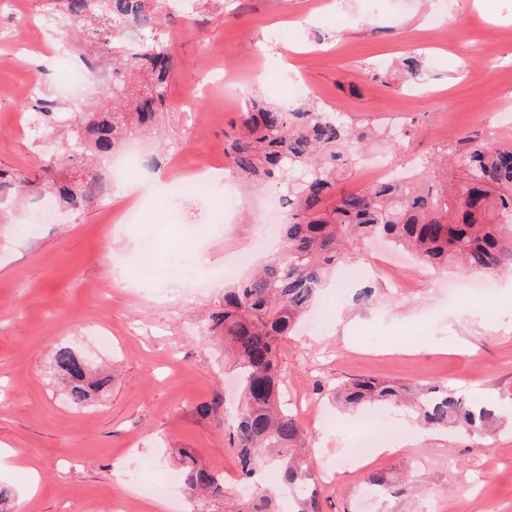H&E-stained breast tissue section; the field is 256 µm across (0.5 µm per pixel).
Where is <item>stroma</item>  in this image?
<instances>
[{
	"label": "stroma",
	"instance_id": "1",
	"mask_svg": "<svg viewBox=\"0 0 512 512\" xmlns=\"http://www.w3.org/2000/svg\"><path fill=\"white\" fill-rule=\"evenodd\" d=\"M197 11L198 22L173 27L178 68L161 160L170 182L189 178L204 156L225 180L210 183L205 201L176 224L168 221L172 193L156 190L136 224L120 219L129 200L111 195L79 214L50 210L32 235L24 227L33 207L22 203L0 231V443L16 452L0 483L14 488L18 512H224L190 500L180 482L164 497L146 496L134 475L145 464L160 475L177 471L175 458L187 450L227 485L238 476L223 424L197 412L215 394L236 397L223 345L201 329L224 283L174 294L165 284L176 260L196 278L242 252L260 263L277 247L264 238L263 218L280 187L243 185L224 151L252 94L280 103L284 85L300 79L353 127L408 129L401 147L376 146L354 163L340 192L372 184L385 163L414 175L434 154H456L465 135L512 147V123L496 119L512 109V40L500 36L512 28V0H224L223 13ZM42 14L43 0H0V167L19 175L57 158L60 133L89 100L111 92L81 73L90 44L54 54L56 35ZM20 25L45 50L42 92L58 102L49 129L18 124L32 114L21 94L29 60L6 39ZM279 27L291 28L289 44L273 41ZM409 56L426 66L422 88L395 77ZM268 58L279 81L256 74ZM201 224L213 225L208 237L198 235ZM147 238L162 248L149 263L139 258ZM357 264L362 278L333 273L314 302L324 329L301 323L279 349L290 407L309 435V465L318 477L335 472L317 487L323 512H512V272L440 273L381 243L363 246ZM123 277L139 288H121ZM364 288L373 297L357 302ZM100 331L109 342L97 339ZM62 345L114 373L81 408L51 368ZM362 376L450 386L493 406L496 430H435L391 407L387 419L415 440L362 468L345 456L362 414L336 409L328 392ZM372 470L388 477L389 492L370 493Z\"/></svg>",
	"mask_w": 512,
	"mask_h": 512
}]
</instances>
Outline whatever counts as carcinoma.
<instances>
[{
	"label": "carcinoma",
	"instance_id": "1",
	"mask_svg": "<svg viewBox=\"0 0 512 512\" xmlns=\"http://www.w3.org/2000/svg\"><path fill=\"white\" fill-rule=\"evenodd\" d=\"M46 11L65 35L98 45V59L110 74L112 94L80 114L72 138L79 153L55 159L34 177L0 171V192L24 200L48 199L74 213L104 200L112 182L100 161L130 139L157 134L168 121L167 88L177 62L165 38L171 15L166 0H47ZM423 62L404 60L402 83L422 76ZM382 132L344 123L335 112L306 101L288 108L257 96L234 127L227 153L249 186L277 183L284 213L283 245L261 272L229 282L210 313L206 332L232 352L241 398L225 429L240 478L256 483L273 468L298 512H321L318 491L301 455L305 430L282 398L279 345L294 328L324 277L336 268L339 247L383 238L439 269L459 263L470 271L512 269V148L489 149L465 136L460 155L466 181L453 194L434 169L413 180L373 184L359 192L333 193L343 173ZM99 170L72 181L60 165ZM52 367L68 388L70 403L81 407L111 377H92L88 364L68 346L56 349ZM407 389L375 378H356L334 390L344 406H386L400 402ZM425 425L482 433L494 412L446 386L433 385L413 396ZM204 417L219 419L224 398L198 406ZM180 465L190 495L224 504V512H280L271 492L256 488L247 497L229 498L224 477L188 452Z\"/></svg>",
	"mask_w": 512,
	"mask_h": 512
}]
</instances>
